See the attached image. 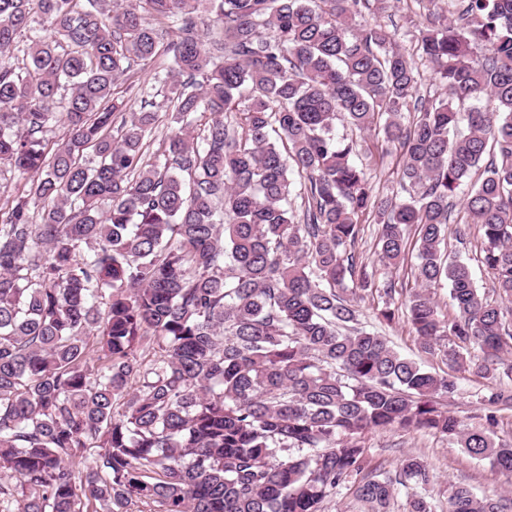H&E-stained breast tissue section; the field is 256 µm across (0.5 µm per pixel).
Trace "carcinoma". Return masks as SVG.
I'll return each instance as SVG.
<instances>
[{
    "label": "carcinoma",
    "mask_w": 512,
    "mask_h": 512,
    "mask_svg": "<svg viewBox=\"0 0 512 512\" xmlns=\"http://www.w3.org/2000/svg\"><path fill=\"white\" fill-rule=\"evenodd\" d=\"M372 2L388 7L0 0V164L22 180L0 192V472L15 479L0 512H324L358 475L371 512L401 488L406 512H433L422 459L368 469L358 435L394 427L512 476V445L495 441L512 332L443 251L479 172L464 208L512 299V0H458L456 18L417 0L432 8L413 54L359 21ZM35 23L49 35L27 38ZM415 55L445 96L421 98ZM141 63L164 71L163 113L144 88L123 112L119 82ZM338 116L398 144L395 195L374 193ZM366 213L385 266L416 249L419 290L398 307L395 281L356 259ZM443 283L451 318L431 296ZM368 291L379 323L404 318L425 349L448 341L452 372L359 323ZM463 366L488 381L475 429L440 406ZM511 508L448 484L447 512Z\"/></svg>",
    "instance_id": "carcinoma-1"
}]
</instances>
